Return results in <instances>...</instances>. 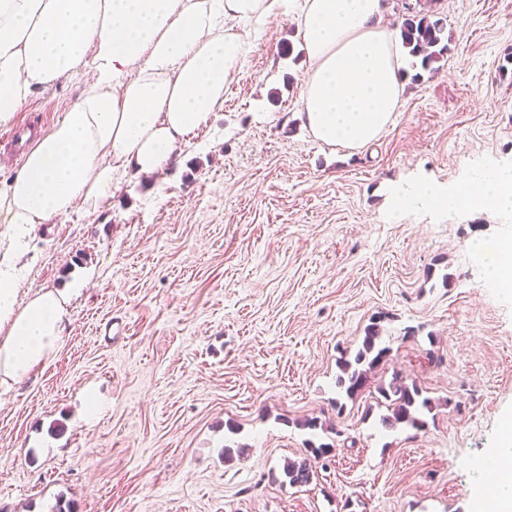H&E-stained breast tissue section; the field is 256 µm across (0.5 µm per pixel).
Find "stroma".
Masks as SVG:
<instances>
[{"label": "stroma", "mask_w": 512, "mask_h": 512, "mask_svg": "<svg viewBox=\"0 0 512 512\" xmlns=\"http://www.w3.org/2000/svg\"><path fill=\"white\" fill-rule=\"evenodd\" d=\"M433 8L448 53L405 81L376 142L333 151L305 128L295 14L236 20L249 50L180 162L37 226L26 284L66 292L70 323L52 361L0 387V512H474L494 490L477 463L512 431V298L470 243L505 220L385 210L389 184L454 189L512 163V0ZM83 80L28 106L56 123ZM376 316L391 353L375 378L435 400L424 431L385 430L376 392L336 386ZM312 437L329 467L289 484Z\"/></svg>", "instance_id": "35a3bbf8"}]
</instances>
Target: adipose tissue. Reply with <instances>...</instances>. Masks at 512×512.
Wrapping results in <instances>:
<instances>
[{
    "label": "adipose tissue",
    "mask_w": 512,
    "mask_h": 512,
    "mask_svg": "<svg viewBox=\"0 0 512 512\" xmlns=\"http://www.w3.org/2000/svg\"><path fill=\"white\" fill-rule=\"evenodd\" d=\"M288 0H0V124L36 88L81 66L76 102L39 136L20 169L0 183V386L48 363L67 327V298L21 295L20 258L36 225L96 207L127 172L151 177L224 104L244 43L227 22L282 10ZM310 64L302 114L314 138L359 148L377 139L401 105L407 52L384 23V0H299ZM389 215L448 212L487 202L512 218V166L473 168L463 189L425 180L395 185ZM485 280L512 288V230L472 244ZM490 459L495 491L476 512H512V434Z\"/></svg>",
    "instance_id": "adipose-tissue-1"
}]
</instances>
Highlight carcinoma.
<instances>
[{"label":"carcinoma","instance_id":"obj_1","mask_svg":"<svg viewBox=\"0 0 512 512\" xmlns=\"http://www.w3.org/2000/svg\"><path fill=\"white\" fill-rule=\"evenodd\" d=\"M404 15L400 26L403 46L410 57L420 61L426 70L448 53L445 43V22L434 11L412 3H403ZM391 348L382 342L378 322H371L365 329L362 346L354 358L339 361L341 374L337 384L345 395L356 398L369 385L372 374L387 362ZM377 400L386 407L388 414L381 417V424L388 429L403 427L421 431L426 427L425 413L433 410L435 403L423 394L414 380L394 373L388 382L376 387ZM329 451V445L306 441L305 453L299 460L288 462L283 469L289 484L302 486L310 483L317 474V464Z\"/></svg>","mask_w":512,"mask_h":512}]
</instances>
